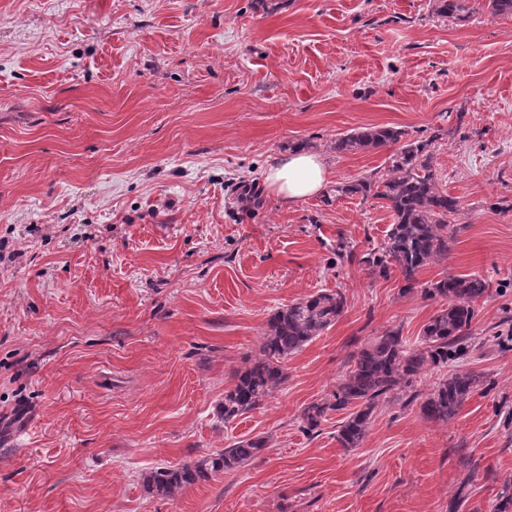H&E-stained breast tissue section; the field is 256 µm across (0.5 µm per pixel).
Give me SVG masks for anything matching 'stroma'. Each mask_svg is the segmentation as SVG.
<instances>
[{"instance_id": "35a3bbf8", "label": "stroma", "mask_w": 512, "mask_h": 512, "mask_svg": "<svg viewBox=\"0 0 512 512\" xmlns=\"http://www.w3.org/2000/svg\"><path fill=\"white\" fill-rule=\"evenodd\" d=\"M372 126L444 132L436 174L461 231L419 280L489 281L448 365L485 384L434 423L417 400L442 373L426 368L348 451L344 412L311 435L303 409L371 338L415 342L442 301L360 264L393 222L384 200L265 193L248 212L235 195L297 140L330 184L384 172L394 145L331 148ZM318 291L341 292L343 314L261 408L224 422L270 315ZM509 316L512 17L452 22L430 0H0V512H449L465 478L490 512L512 482V350L481 339ZM257 435L266 449L238 471L172 496L143 484Z\"/></svg>"}]
</instances>
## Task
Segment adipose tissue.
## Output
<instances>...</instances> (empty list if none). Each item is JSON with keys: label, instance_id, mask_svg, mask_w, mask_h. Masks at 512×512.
<instances>
[{"label": "adipose tissue", "instance_id": "adipose-tissue-1", "mask_svg": "<svg viewBox=\"0 0 512 512\" xmlns=\"http://www.w3.org/2000/svg\"><path fill=\"white\" fill-rule=\"evenodd\" d=\"M328 179L329 170L323 159L305 151L273 158L263 174L265 187L286 201L321 192Z\"/></svg>", "mask_w": 512, "mask_h": 512}]
</instances>
